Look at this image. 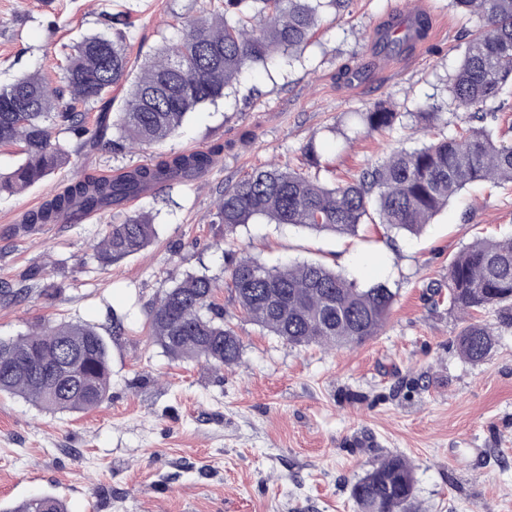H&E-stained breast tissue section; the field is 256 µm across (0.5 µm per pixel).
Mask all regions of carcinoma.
Returning a JSON list of instances; mask_svg holds the SVG:
<instances>
[{
  "label": "carcinoma",
  "mask_w": 512,
  "mask_h": 512,
  "mask_svg": "<svg viewBox=\"0 0 512 512\" xmlns=\"http://www.w3.org/2000/svg\"><path fill=\"white\" fill-rule=\"evenodd\" d=\"M349 4L224 0V14L188 22L179 41L141 65L120 110L112 114L106 96L127 81L132 66L123 47L127 19L119 12L107 14L112 34H88L73 46L63 85L51 87L29 74L0 86V145H18L24 154L17 169L0 175V195L21 192L67 161L53 136L55 127L80 139L83 148L159 145L196 107L224 99L248 68L300 56L323 15H340ZM450 6L478 21L450 79L451 102L473 125L418 147L396 148L334 187L275 163L257 168L224 189L217 201L216 223L224 225V235L264 221L347 237L359 236L366 224H379L389 238L419 236L466 185L512 183V143L494 131V103L512 84V0H450ZM426 25L422 17L393 22L383 44L399 48ZM95 104L105 112L92 131L78 106ZM399 117L379 103L356 113V125L383 132ZM221 151L216 146L158 153L116 176L86 173L28 212L25 223L55 224L64 215L116 209L149 189L192 180L213 166ZM156 234L149 215H129L105 225L95 256L110 266L147 248ZM225 272L222 286L205 274L187 275L150 310V342L169 358L219 367L240 363L243 342L214 302L220 287L250 321L300 348L359 345L380 333L394 305L387 286L361 288L320 263L269 267L243 254L232 257ZM494 307L512 323V237L480 238L448 263V309L470 316ZM495 344L494 330L485 323L468 321L457 336L460 353L474 363L485 361ZM111 382L109 343L88 323L61 322L0 339V394L20 396L46 413L92 410L108 398ZM414 488L412 466L395 455L359 477L351 498L357 512H413ZM0 512L66 510L58 497L43 493Z\"/></svg>",
  "instance_id": "1"
}]
</instances>
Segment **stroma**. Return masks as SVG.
Listing matches in <instances>:
<instances>
[{
	"mask_svg": "<svg viewBox=\"0 0 512 512\" xmlns=\"http://www.w3.org/2000/svg\"><path fill=\"white\" fill-rule=\"evenodd\" d=\"M433 28L414 47L375 51L376 25L398 0H352L327 17L292 63L248 69L223 100L199 107L163 145L182 152L223 145L209 176L146 192L93 220L26 225L22 215L84 172L149 160L151 149L89 151L64 129L70 160L21 193L0 196V287L27 283L28 298L0 301V338L47 323L83 322L110 343V398L85 413L42 412L0 395V504L50 492L67 512H355L352 484L399 455L414 467L419 512H512V327L497 310L486 361L463 358V325L432 308L430 287L447 285L448 263L477 238L512 236V184L467 185L417 237L387 240L374 225L356 238L300 226L253 223L225 235L215 221L224 187L267 163L291 165L329 185L349 180L423 134L417 104L441 107L466 126L448 81L476 20L448 0H423ZM222 0H0V85L38 73L61 83L82 36L107 31L123 12L133 67L175 43L186 20L223 11ZM403 117L383 134L355 135V115L376 102ZM314 144L318 162L304 153ZM141 212L154 242L109 267L93 246L104 225ZM267 266L316 261L359 286L395 294L380 335L352 348H294L244 318L225 289L215 301L243 340L238 366L218 370L171 360L148 337L149 310L189 274L223 280L227 252ZM123 319L112 333L108 310Z\"/></svg>",
	"mask_w": 512,
	"mask_h": 512,
	"instance_id": "obj_1",
	"label": "stroma"
}]
</instances>
